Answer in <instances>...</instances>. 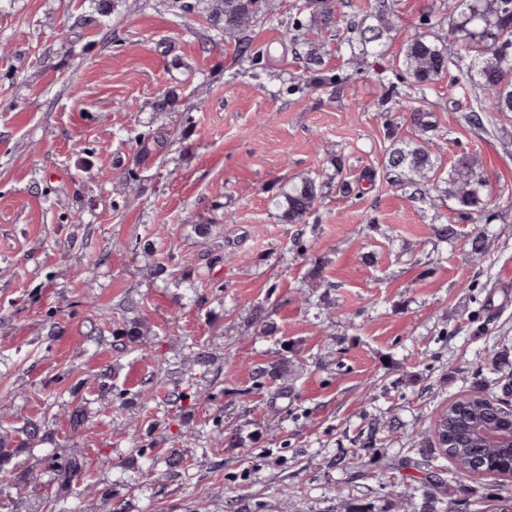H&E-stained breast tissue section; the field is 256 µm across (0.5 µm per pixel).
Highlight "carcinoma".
<instances>
[{
    "instance_id": "carcinoma-1",
    "label": "carcinoma",
    "mask_w": 512,
    "mask_h": 512,
    "mask_svg": "<svg viewBox=\"0 0 512 512\" xmlns=\"http://www.w3.org/2000/svg\"><path fill=\"white\" fill-rule=\"evenodd\" d=\"M463 10L457 21L447 30L441 23L430 24V32L410 34L404 40L402 67L412 79L415 89L423 92L432 84L442 80L450 69L458 74L459 89L475 101V108L468 121L484 128L493 112H512V0H462ZM298 15L306 21H297L289 32L290 42L299 48V56L307 72L319 76L321 85H331L334 80L324 74L328 41L340 22L337 0H303L296 5ZM260 12L259 0H215L211 9V22L219 35L238 39V54L241 57L258 59L264 51L253 47L246 33L257 20ZM396 29L395 13L389 0H374L373 6L358 23L349 26L347 44L358 48L362 56L382 58L390 34ZM458 49L452 51L448 43ZM395 107L412 112L414 123L422 131L433 128L432 114L419 106L400 100ZM139 153L158 154L167 146V139L151 131L138 134ZM385 168L393 175L392 184L409 188L422 196L435 189L455 202L458 213L476 224L469 239L470 255L479 259L485 252L487 232L481 225L484 214L494 202L489 189V179L481 170L476 156L463 152L456 156L447 176L436 168L428 147L422 143H405L394 140L385 156ZM322 197V183L312 177H293L279 182L278 190L268 197L269 208L276 211L279 219L287 224H305ZM119 345L141 346L145 330L134 323L112 332ZM288 359L275 364L252 367L254 385L262 389L270 382L288 377ZM209 394L191 381L173 394L172 405L183 408V402L203 401ZM72 432L85 428L89 416L78 404L68 412ZM48 440L39 420H29L19 430L16 447L0 444V493L19 485L26 479L13 463L18 453L32 450ZM355 448L336 458V465L355 476V468L361 456L371 452L373 438L352 440ZM418 452L421 463H429L424 473L423 503L420 512H448V497L452 494L451 483L459 482L468 468L457 454L446 453L453 462L455 477L445 478L448 470L429 459L430 449L408 448L406 453ZM47 483L53 494L48 497L49 512H76L73 499L85 478L86 461L78 454L59 456L55 453L42 457ZM106 512H127V505L120 494L110 489L101 492Z\"/></svg>"
}]
</instances>
